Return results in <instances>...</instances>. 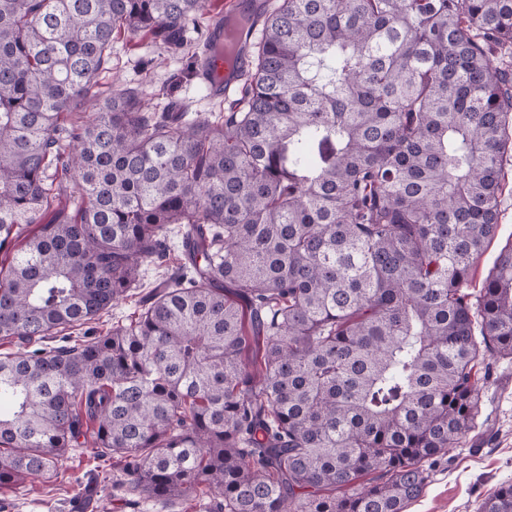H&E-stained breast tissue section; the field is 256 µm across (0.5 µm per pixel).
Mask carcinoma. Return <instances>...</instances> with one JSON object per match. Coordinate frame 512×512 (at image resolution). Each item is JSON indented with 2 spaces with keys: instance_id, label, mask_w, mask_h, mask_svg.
Listing matches in <instances>:
<instances>
[{
  "instance_id": "obj_1",
  "label": "carcinoma",
  "mask_w": 512,
  "mask_h": 512,
  "mask_svg": "<svg viewBox=\"0 0 512 512\" xmlns=\"http://www.w3.org/2000/svg\"><path fill=\"white\" fill-rule=\"evenodd\" d=\"M210 5L0 0V336L37 345L0 357V488L57 476L86 421L164 505L405 512L512 357V245L466 291L512 164V0L230 18L252 69L216 122L99 90L116 33L182 47ZM175 226L179 271L68 344ZM139 298H129L127 300H120L108 313L104 314L99 321L92 322L86 325L82 332L86 331V336H97L100 332L112 329V323H116L118 320L121 322L128 321L134 312L139 307Z\"/></svg>"
}]
</instances>
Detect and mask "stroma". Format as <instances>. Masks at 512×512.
I'll return each instance as SVG.
<instances>
[{"label": "stroma", "mask_w": 512, "mask_h": 512, "mask_svg": "<svg viewBox=\"0 0 512 512\" xmlns=\"http://www.w3.org/2000/svg\"><path fill=\"white\" fill-rule=\"evenodd\" d=\"M208 23L205 16L190 23L188 43L177 50L154 37L117 34L100 85L135 92L152 110L185 105L204 117L218 115L223 104L211 101L196 78ZM500 210L499 233L473 268L477 285L512 241V165L506 169ZM486 365L489 379L477 427L432 467L422 496L406 512H478L492 488L512 483V358L491 357ZM123 477L121 464L109 456L98 457L85 443L62 458L57 478L1 488L0 512H205L202 503L191 498L165 506L143 495L137 498V510H130L118 485Z\"/></svg>", "instance_id": "obj_1"}]
</instances>
